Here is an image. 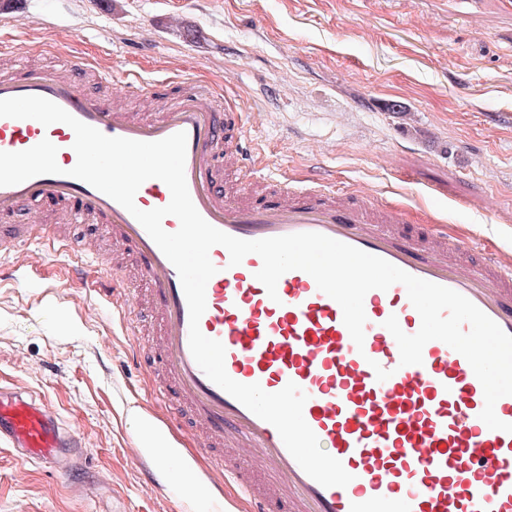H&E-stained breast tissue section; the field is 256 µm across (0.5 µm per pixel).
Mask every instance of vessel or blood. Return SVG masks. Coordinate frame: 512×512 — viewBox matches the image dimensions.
Segmentation results:
<instances>
[{"instance_id":"1","label":"vessel or blood","mask_w":512,"mask_h":512,"mask_svg":"<svg viewBox=\"0 0 512 512\" xmlns=\"http://www.w3.org/2000/svg\"><path fill=\"white\" fill-rule=\"evenodd\" d=\"M216 95L214 87L190 78L178 99L157 98L156 116L144 119L49 72L0 79V99L46 98L110 137L150 142L185 132L189 194L213 227L245 240L324 234L462 294L512 335V267L492 257L474 259L456 245L442 246L437 230L409 229L401 208L372 209L363 196L291 179L275 181L258 204L229 199L219 169L240 171L245 163L241 140H226L221 127L245 131L246 115L228 99L224 117H216ZM45 139L58 149L60 173L0 187V221L10 223L30 201H68L75 206L71 223L100 219L130 250L133 265L111 266L99 293L111 296L118 284L145 286L158 333L144 371L159 393L173 394L171 421L194 433L224 483L235 484L254 512H512V434L489 429L480 419L483 388L468 361L432 340L423 348L422 364L400 363L385 320L396 316L409 335L421 325L402 284L366 294L359 347L340 305L308 273L286 272L272 298L255 277L262 266L258 255L233 267L226 248L217 245L209 253L217 272L206 286L200 330L224 345L232 379L260 384L269 393L292 382L307 394L306 423L322 449L352 476L346 487H323L302 470L274 426L199 368L189 348V311L176 268L124 207L68 176L77 161L73 130L63 123L0 117V151H23ZM170 198L165 183L150 179L135 203L150 210ZM35 237L33 225H11L0 232V253H23ZM377 364L391 372L385 381L376 378ZM2 438L25 460L45 464L59 463L82 445L81 433L64 430L48 404L0 391Z\"/></svg>"}]
</instances>
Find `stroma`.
<instances>
[{"label":"stroma","mask_w":512,"mask_h":512,"mask_svg":"<svg viewBox=\"0 0 512 512\" xmlns=\"http://www.w3.org/2000/svg\"><path fill=\"white\" fill-rule=\"evenodd\" d=\"M7 14L0 75L66 69L77 46L112 79H74L112 104L127 71L161 94L190 71L247 112L251 168L373 190L409 226L512 261V0H12ZM67 234L94 252L46 236L28 266L0 255V388L47 399L86 440L62 470L0 446V512H187L199 494L247 512L212 484L195 437L167 431L170 396L134 369L140 343L96 292L103 227ZM156 433L178 456L165 472L133 453Z\"/></svg>","instance_id":"stroma-1"}]
</instances>
